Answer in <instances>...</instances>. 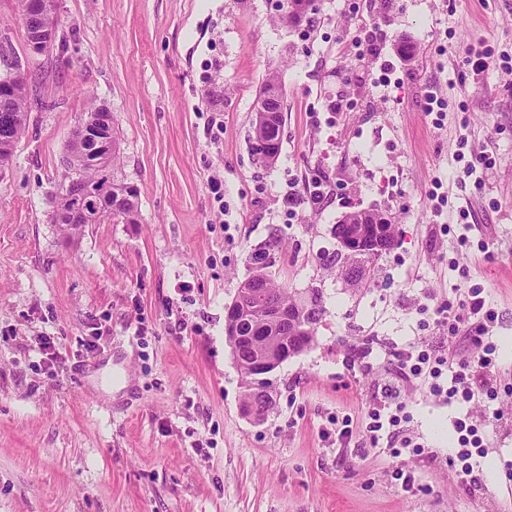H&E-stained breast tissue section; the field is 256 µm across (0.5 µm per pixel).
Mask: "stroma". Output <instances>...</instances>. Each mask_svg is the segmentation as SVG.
<instances>
[{
    "label": "stroma",
    "mask_w": 512,
    "mask_h": 512,
    "mask_svg": "<svg viewBox=\"0 0 512 512\" xmlns=\"http://www.w3.org/2000/svg\"><path fill=\"white\" fill-rule=\"evenodd\" d=\"M280 3L58 0L36 105L0 171V512H512V0H317L294 25ZM369 28L378 53L361 59L349 46ZM0 45L27 61L20 0H0ZM479 45L494 57L476 75ZM270 75L282 140L264 165L251 135ZM429 89L445 104L438 126L421 110ZM339 96L348 108L329 114ZM100 104L140 221L66 234L50 221L66 146ZM464 141L491 160L472 177ZM316 177L327 201L286 220L282 196ZM355 209L388 214L397 240L358 281L333 234ZM273 237V280L298 300L320 290L325 311L311 346L276 369L258 422L224 317ZM474 287L494 327L439 322ZM487 342L496 400L448 403L409 381L402 427L420 455L374 448L365 413L401 355L430 344L453 363ZM346 417L351 441L325 440ZM465 417L488 448L468 484L429 428Z\"/></svg>",
    "instance_id": "stroma-1"
}]
</instances>
